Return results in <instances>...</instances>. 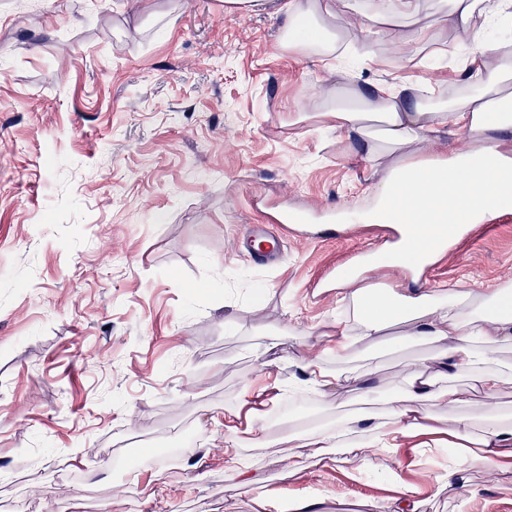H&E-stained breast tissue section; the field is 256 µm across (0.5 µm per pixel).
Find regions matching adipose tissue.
Wrapping results in <instances>:
<instances>
[{"label": "adipose tissue", "mask_w": 512, "mask_h": 512, "mask_svg": "<svg viewBox=\"0 0 512 512\" xmlns=\"http://www.w3.org/2000/svg\"><path fill=\"white\" fill-rule=\"evenodd\" d=\"M284 19L279 46L325 60L338 50L367 55V44L347 40V26L336 14L335 0H278ZM416 0H380L376 13L382 26L377 37L391 40L403 54H416L426 43L425 32L408 36L396 21L412 14ZM445 10L433 21L443 27L455 23L472 33L476 47L463 69V94L449 102L429 106L393 85L370 96L352 90L334 91L317 114L324 127L355 139L382 176L375 188L378 205L371 217L375 224H450L458 214L479 224L497 216L503 189L512 186V150L491 138L494 130L512 127V45L484 39L493 23L512 19V0H445ZM315 23L316 38L296 36L301 19ZM463 137L467 152L447 148L441 161H420L414 147L428 137ZM352 304L353 324L337 323L332 331V352L344 361L366 340L395 330L399 340L431 343L429 358L412 363L396 379L381 411L337 413L333 422L304 433L305 444L336 451V463L358 457L371 461L379 453L396 455L407 442L439 434L441 414L453 425L448 443L457 448L462 463H489L498 470L512 469V414L500 406L505 391L512 390V365L501 359L512 347V286L489 292L463 291L444 284L406 297L394 290L377 291L358 280H342ZM473 380L482 398V413L463 411L466 390L458 377ZM341 371L331 370L316 359H306L302 376L292 387L272 382L250 395L284 398L287 391L324 395L340 383ZM239 413L224 419V471L244 487L256 489L255 502L267 507L264 492L251 474L241 448L240 432L251 443L267 447L272 439L266 426L248 422L239 429Z\"/></svg>", "instance_id": "1"}]
</instances>
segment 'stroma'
<instances>
[{"label":"stroma","instance_id":"obj_1","mask_svg":"<svg viewBox=\"0 0 512 512\" xmlns=\"http://www.w3.org/2000/svg\"><path fill=\"white\" fill-rule=\"evenodd\" d=\"M416 24L424 60L371 39L347 73L284 53L281 16L223 0H0V512H261L224 472V416L266 377L335 366L327 324L340 264L381 248L376 224L320 228L373 203L361 146L301 119L353 85L460 89L475 47ZM300 216L256 265L238 241ZM512 282V218L458 239L427 287ZM428 345L382 337L344 366L380 394ZM273 444L243 454L275 500L323 494L347 512L411 494L418 512H512V471L402 448L320 463L294 436L336 416L316 396L259 407Z\"/></svg>","mask_w":512,"mask_h":512}]
</instances>
